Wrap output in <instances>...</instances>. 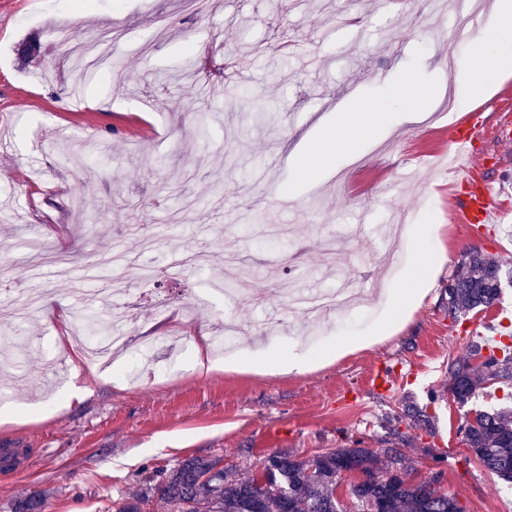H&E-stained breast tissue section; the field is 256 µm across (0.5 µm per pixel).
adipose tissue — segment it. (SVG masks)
<instances>
[{
  "instance_id": "obj_1",
  "label": "adipose tissue",
  "mask_w": 512,
  "mask_h": 512,
  "mask_svg": "<svg viewBox=\"0 0 512 512\" xmlns=\"http://www.w3.org/2000/svg\"><path fill=\"white\" fill-rule=\"evenodd\" d=\"M468 47V52L459 55L455 64V93L463 109L487 96L498 75L512 71V0H493L487 24L474 35ZM389 94L406 100L408 111L387 112L377 108L372 99L356 100L349 111L337 114L336 134L298 160L296 182L312 181L320 169L333 162L337 152L353 151L358 140L372 137L381 128L420 119L433 104L429 86L412 71L404 72L400 81L391 86ZM438 231L435 224L407 227L406 236L414 247L413 257L393 286L382 293L386 314L376 327L362 334L337 338L315 353L291 352L259 359L257 367L269 372L302 373L310 368L314 359L341 358L390 334L397 326L407 324L443 265L445 250Z\"/></svg>"
}]
</instances>
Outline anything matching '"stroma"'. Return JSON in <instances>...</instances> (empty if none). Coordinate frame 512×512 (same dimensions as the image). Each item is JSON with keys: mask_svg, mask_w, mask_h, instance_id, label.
I'll use <instances>...</instances> for the list:
<instances>
[{"mask_svg": "<svg viewBox=\"0 0 512 512\" xmlns=\"http://www.w3.org/2000/svg\"><path fill=\"white\" fill-rule=\"evenodd\" d=\"M454 0H0V289H48L45 306L16 319L0 298V340L27 352L0 361V441L31 449L28 475H0V512L29 492L53 512H107L138 489L143 471L188 456H220L238 472L268 455L339 448H400L412 477L441 475L466 512H512V484L467 449L465 413L503 402L491 386L466 407L448 393V364L472 333L512 321V286L490 309L448 318V279L476 246L512 269V74L493 93L443 120L405 123L338 155L334 170L300 185L298 212L274 199L294 180L297 156L322 136L351 93L376 95L406 68L454 82L446 41ZM72 47L120 35V68L94 69L83 104L69 94ZM42 53L24 61L21 48ZM184 71L178 83L166 72ZM272 114L261 120L259 107ZM474 124L481 159L458 176L417 169L448 150L455 127ZM206 125L207 139L196 134ZM490 189L493 223L472 224L464 199ZM105 211L103 223L89 217ZM447 257L406 328L304 373L196 370L202 339L234 326L228 357L284 355L359 333L376 305L304 318L292 293L387 287L383 253L404 249L382 228L426 215ZM160 267L209 251L204 271L127 277L108 318L130 347L106 369L84 371L58 337L86 302L75 284L87 261L145 247ZM236 281V290L227 282ZM166 308H154L156 297ZM81 395L65 400L69 386ZM425 411L390 430L403 407Z\"/></svg>", "mask_w": 512, "mask_h": 512, "instance_id": "1", "label": "stroma"}]
</instances>
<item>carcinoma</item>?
Wrapping results in <instances>:
<instances>
[{"label": "carcinoma", "mask_w": 512, "mask_h": 512, "mask_svg": "<svg viewBox=\"0 0 512 512\" xmlns=\"http://www.w3.org/2000/svg\"><path fill=\"white\" fill-rule=\"evenodd\" d=\"M503 263L478 248H468L448 279V316L457 321L500 300L497 283ZM90 334L112 331L92 312L83 317ZM497 333L509 342L492 345L475 336L465 357L448 364V391L464 406L488 381L512 386V329ZM463 441L484 469L512 483V407L478 411L461 427ZM412 465L398 448L377 453L368 448H338L315 456L276 452L261 470L240 476L211 457L189 456L161 478L147 473L142 487L112 501L113 512H146L152 502L168 512H343L336 490L353 476L349 493L359 512H466L461 500L440 487V476L416 481ZM45 499L33 493L17 501L14 512H43Z\"/></svg>", "instance_id": "obj_1"}]
</instances>
